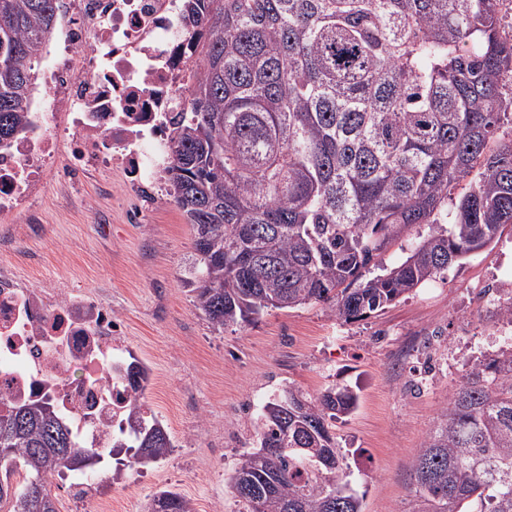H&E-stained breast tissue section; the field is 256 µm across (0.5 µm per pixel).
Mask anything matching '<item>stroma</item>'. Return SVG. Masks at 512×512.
Returning <instances> with one entry per match:
<instances>
[{"mask_svg": "<svg viewBox=\"0 0 512 512\" xmlns=\"http://www.w3.org/2000/svg\"><path fill=\"white\" fill-rule=\"evenodd\" d=\"M123 180L120 172L106 181L50 178L35 234L0 215V268L27 287L85 288L124 316L133 352L151 369L145 398L175 444L165 460L130 472L113 498L79 500L54 480L58 512H143L163 487L195 512H239L225 480L234 459L255 447L265 402L290 387L313 397L332 385L360 392L357 409L332 431L363 512H408L412 463L436 416L500 347L501 321L483 297L512 284V226L495 246L366 319L343 323L311 303L219 332L184 282L192 225L165 197L131 222L138 201L120 192Z\"/></svg>", "mask_w": 512, "mask_h": 512, "instance_id": "obj_1", "label": "stroma"}]
</instances>
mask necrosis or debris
<instances>
[{
    "mask_svg": "<svg viewBox=\"0 0 512 512\" xmlns=\"http://www.w3.org/2000/svg\"><path fill=\"white\" fill-rule=\"evenodd\" d=\"M39 47L40 98L0 145V215L25 218L54 169L76 178L120 170L142 211L168 191L171 114L201 71L182 0H59ZM51 109H44L43 99ZM120 314L82 288L24 287L0 272V400H49L79 447L109 455L143 399L128 386Z\"/></svg>",
    "mask_w": 512,
    "mask_h": 512,
    "instance_id": "necrosis-or-debris-1",
    "label": "necrosis or debris"
}]
</instances>
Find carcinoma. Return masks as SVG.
<instances>
[{"instance_id":"obj_1","label":"carcinoma","mask_w":512,"mask_h":512,"mask_svg":"<svg viewBox=\"0 0 512 512\" xmlns=\"http://www.w3.org/2000/svg\"><path fill=\"white\" fill-rule=\"evenodd\" d=\"M512 0H184L205 32L167 181L195 227L186 283L221 329L322 303L352 322L400 301L512 225ZM56 0H0V144L23 127ZM402 261L381 255L416 226ZM144 393L149 370L127 369ZM358 395L290 388L225 480L240 512H362L331 422ZM129 466L174 448L130 416ZM278 448L272 459L259 456ZM100 455L53 405L0 404V512H58L49 480ZM408 512H512V344L468 373L413 462ZM144 512H194L159 489Z\"/></svg>"}]
</instances>
